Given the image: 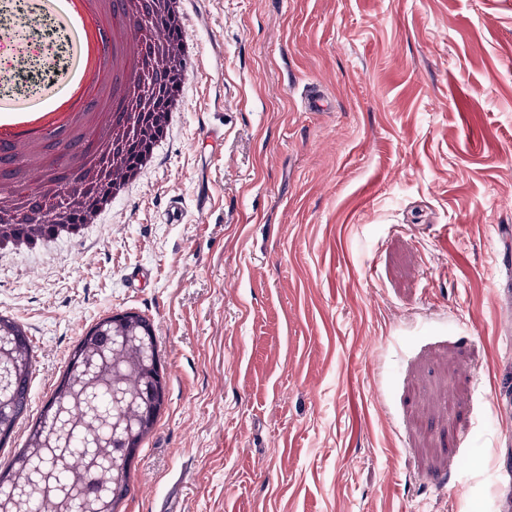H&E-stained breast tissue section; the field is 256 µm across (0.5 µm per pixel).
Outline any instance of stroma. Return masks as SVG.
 I'll return each instance as SVG.
<instances>
[{
  "instance_id": "1",
  "label": "stroma",
  "mask_w": 512,
  "mask_h": 512,
  "mask_svg": "<svg viewBox=\"0 0 512 512\" xmlns=\"http://www.w3.org/2000/svg\"><path fill=\"white\" fill-rule=\"evenodd\" d=\"M184 12L200 58L153 169L82 234L0 252L34 408L133 309L167 388L125 512H500L512 0Z\"/></svg>"
}]
</instances>
